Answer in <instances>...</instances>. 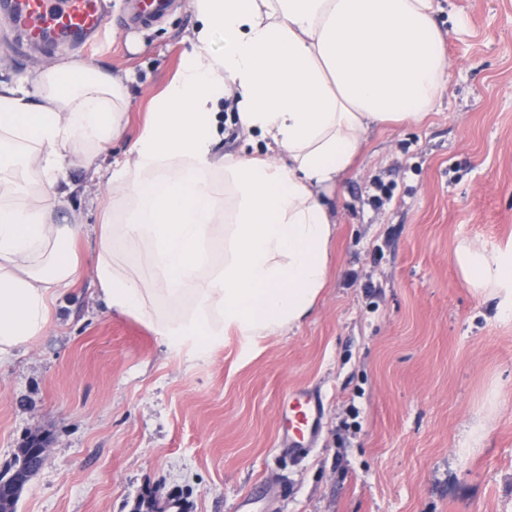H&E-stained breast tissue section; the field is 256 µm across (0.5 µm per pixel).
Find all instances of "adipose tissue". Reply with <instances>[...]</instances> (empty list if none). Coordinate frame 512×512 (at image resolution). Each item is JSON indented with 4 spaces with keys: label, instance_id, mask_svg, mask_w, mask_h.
Listing matches in <instances>:
<instances>
[{
    "label": "adipose tissue",
    "instance_id": "ef3b65f1",
    "mask_svg": "<svg viewBox=\"0 0 512 512\" xmlns=\"http://www.w3.org/2000/svg\"><path fill=\"white\" fill-rule=\"evenodd\" d=\"M191 6L177 76L107 166L96 160L124 135L127 78L64 62L32 88L0 84V153L20 159L0 167V361L45 334L89 265L109 312L190 360L301 325L328 280L327 196L371 128L421 122L448 81L436 0ZM227 105L264 152L220 151ZM70 160L112 187L88 230L69 211ZM457 263L512 318V245L466 247Z\"/></svg>",
    "mask_w": 512,
    "mask_h": 512
}]
</instances>
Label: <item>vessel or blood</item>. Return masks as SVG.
<instances>
[{
  "mask_svg": "<svg viewBox=\"0 0 512 512\" xmlns=\"http://www.w3.org/2000/svg\"><path fill=\"white\" fill-rule=\"evenodd\" d=\"M170 7V0H137L132 23H153ZM23 44L45 46L58 41L84 45L103 31L106 14L102 0H0ZM292 416L279 436L282 444L300 452L313 443L323 412L321 399L310 392L294 396Z\"/></svg>",
  "mask_w": 512,
  "mask_h": 512,
  "instance_id": "1",
  "label": "vessel or blood"
}]
</instances>
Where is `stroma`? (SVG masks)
<instances>
[{
    "label": "stroma",
    "instance_id": "stroma-1",
    "mask_svg": "<svg viewBox=\"0 0 512 512\" xmlns=\"http://www.w3.org/2000/svg\"><path fill=\"white\" fill-rule=\"evenodd\" d=\"M448 82L420 123L372 129L330 203L338 228L326 287L299 328L204 361L171 356L109 313L93 271L60 319L0 363V470L42 438V468L16 512H132L146 493L186 512H512V320L476 294L456 255L512 244V0H437ZM77 56L21 49L0 12V81L77 60L130 73L126 138L177 74L195 22L174 0L147 28L129 0ZM81 221L109 194L68 170ZM391 188L374 206L376 182ZM320 395L313 448H280L283 400ZM485 430L472 441L476 417Z\"/></svg>",
    "mask_w": 512,
    "mask_h": 512
}]
</instances>
